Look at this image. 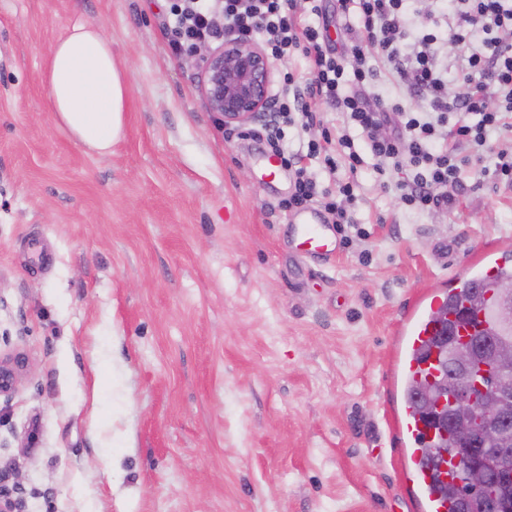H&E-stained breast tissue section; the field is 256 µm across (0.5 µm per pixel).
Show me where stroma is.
Instances as JSON below:
<instances>
[{"label":"stroma","instance_id":"35a3bbf8","mask_svg":"<svg viewBox=\"0 0 512 512\" xmlns=\"http://www.w3.org/2000/svg\"><path fill=\"white\" fill-rule=\"evenodd\" d=\"M170 6L0 0V336L33 366L0 400V467L28 512H421L399 331L474 249L512 240V185L471 162L452 208L418 212L403 171L362 173L363 233L305 255L264 122L208 110ZM76 22L125 66L107 156L60 129L40 80Z\"/></svg>","mask_w":512,"mask_h":512}]
</instances>
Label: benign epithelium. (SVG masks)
I'll use <instances>...</instances> for the list:
<instances>
[{"label":"benign epithelium","instance_id":"obj_1","mask_svg":"<svg viewBox=\"0 0 512 512\" xmlns=\"http://www.w3.org/2000/svg\"><path fill=\"white\" fill-rule=\"evenodd\" d=\"M201 92L210 111L224 125L244 127L258 117H273V61L255 41L226 39L220 47L200 50ZM452 374L457 376L452 395L441 391V367L428 378L429 387L420 399L438 413L448 408L472 417L476 432L459 440L456 464L468 475L467 495L483 490L490 482L498 485L512 478V445L486 448V437L503 436L512 421L508 403L512 401V349L493 346V341H477L460 331L452 352ZM31 366L19 350L0 353V398L10 399L28 379ZM0 512H26V490L11 473L0 470Z\"/></svg>","mask_w":512,"mask_h":512}]
</instances>
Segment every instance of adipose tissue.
Here are the masks:
<instances>
[{
    "instance_id": "1",
    "label": "adipose tissue",
    "mask_w": 512,
    "mask_h": 512,
    "mask_svg": "<svg viewBox=\"0 0 512 512\" xmlns=\"http://www.w3.org/2000/svg\"><path fill=\"white\" fill-rule=\"evenodd\" d=\"M41 79L61 129L87 151H111L125 134L123 66L96 23L68 28L52 45Z\"/></svg>"
}]
</instances>
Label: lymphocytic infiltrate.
Segmentation results:
<instances>
[{"label":"lymphocytic infiltrate","mask_w":512,"mask_h":512,"mask_svg":"<svg viewBox=\"0 0 512 512\" xmlns=\"http://www.w3.org/2000/svg\"><path fill=\"white\" fill-rule=\"evenodd\" d=\"M222 9L224 25L219 28L206 0L189 5L173 0V52H190L222 34L241 40L265 34L271 58L299 53L311 69L312 78L302 87L292 73L281 77L273 107L284 123L308 126L324 103L346 119L347 131L337 142L311 140L306 153L283 156L284 167L294 176L288 208L316 202L331 223H353L342 202L354 200L358 174L368 165L380 176L391 168L406 170V178L396 185L403 206L447 209L455 201L453 188L461 183L460 148L480 157L492 149V132H512V44L502 38L503 32L512 30V0H448L453 21L448 38L462 51L458 68L468 79L464 91L455 95L449 94L445 76L434 64L440 41L430 31L435 16L423 14L419 36L406 42L399 21L402 0H336V24L351 35L349 44L336 51L327 47V27L306 20L307 15L321 13L319 0H223ZM387 71L412 76L426 101L425 111L370 102L366 87ZM491 97L497 100L492 108L486 105ZM381 127L386 130L382 136L377 133ZM495 152L494 177L512 184V146ZM318 155L328 174L345 168L347 179L339 186V197L319 189L309 173L305 160Z\"/></svg>","instance_id":"lymphocytic-infiltrate-1"}]
</instances>
